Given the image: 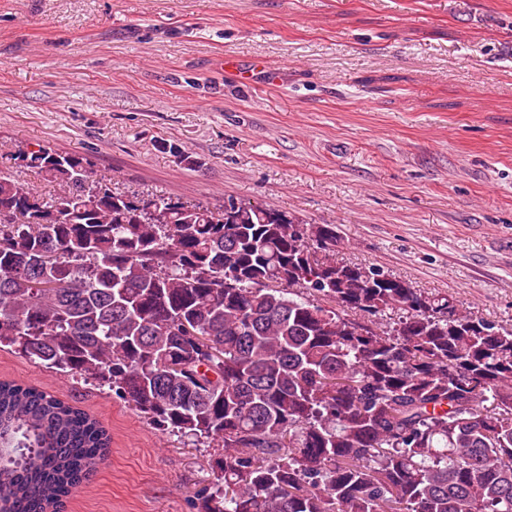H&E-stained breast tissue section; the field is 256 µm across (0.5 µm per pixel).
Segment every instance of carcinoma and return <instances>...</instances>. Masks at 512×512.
Returning a JSON list of instances; mask_svg holds the SVG:
<instances>
[{
	"label": "carcinoma",
	"instance_id": "1",
	"mask_svg": "<svg viewBox=\"0 0 512 512\" xmlns=\"http://www.w3.org/2000/svg\"><path fill=\"white\" fill-rule=\"evenodd\" d=\"M0 171V347L223 448L198 512H512V326L245 199L112 189L78 153ZM99 420L0 381V512H56Z\"/></svg>",
	"mask_w": 512,
	"mask_h": 512
}]
</instances>
